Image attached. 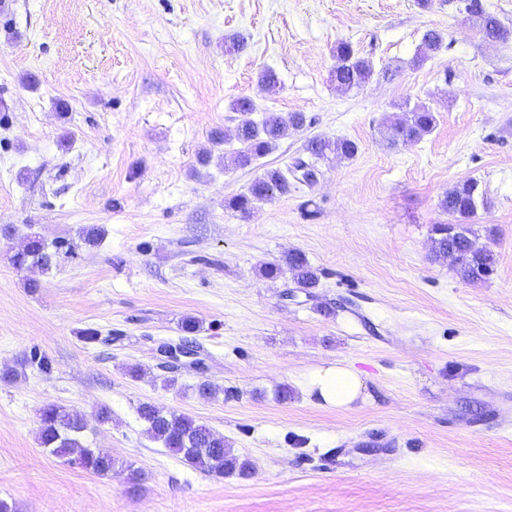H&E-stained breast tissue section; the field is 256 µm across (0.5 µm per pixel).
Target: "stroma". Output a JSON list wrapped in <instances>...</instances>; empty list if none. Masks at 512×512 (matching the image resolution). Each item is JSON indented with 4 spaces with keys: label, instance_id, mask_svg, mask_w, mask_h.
Listing matches in <instances>:
<instances>
[{
    "label": "stroma",
    "instance_id": "1",
    "mask_svg": "<svg viewBox=\"0 0 512 512\" xmlns=\"http://www.w3.org/2000/svg\"><path fill=\"white\" fill-rule=\"evenodd\" d=\"M430 29L443 46L413 64ZM342 40L376 68L351 91L330 80ZM267 68L276 90L258 82ZM243 97L253 119L307 123L235 169L224 150ZM403 102L437 123L393 147ZM315 136L358 153L249 217L225 208ZM469 178L492 206L468 224L496 255L474 283L430 258L433 226L451 220L440 201ZM32 232L59 246L49 271L9 261ZM291 250L318 273L313 296L291 273L261 275ZM187 315L204 322L206 373L181 369L168 389L155 348ZM86 328L101 342H82ZM35 348L49 370L26 363ZM336 361L365 385L346 409L297 384ZM202 377L216 398L193 392ZM143 401L223 435L251 476L184 465L145 433ZM48 403L108 407L87 441L119 470L41 448ZM129 464L148 476L140 491ZM0 499L17 512H512V42L482 40L462 0H0Z\"/></svg>",
    "mask_w": 512,
    "mask_h": 512
}]
</instances>
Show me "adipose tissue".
Wrapping results in <instances>:
<instances>
[{
	"mask_svg": "<svg viewBox=\"0 0 512 512\" xmlns=\"http://www.w3.org/2000/svg\"><path fill=\"white\" fill-rule=\"evenodd\" d=\"M363 381L352 367L336 362L317 367L304 375L301 391L321 406L346 408L363 391Z\"/></svg>",
	"mask_w": 512,
	"mask_h": 512,
	"instance_id": "1",
	"label": "adipose tissue"
}]
</instances>
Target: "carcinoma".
Here are the masks:
<instances>
[{
	"label": "carcinoma",
	"mask_w": 512,
	"mask_h": 512,
	"mask_svg": "<svg viewBox=\"0 0 512 512\" xmlns=\"http://www.w3.org/2000/svg\"><path fill=\"white\" fill-rule=\"evenodd\" d=\"M464 10L472 18L483 39L493 38L506 42L512 39V30L501 24L498 18L486 10L482 0H466ZM443 36L434 29L426 31L417 49L416 61L423 62L431 58L442 46ZM375 72L371 60L359 56L352 45L341 41L336 45V68L332 71V80L338 88L348 91L359 88L369 82ZM232 109L242 114L237 128L238 147L224 156L227 165L246 168L260 158L270 154L278 141L290 128L298 129L307 122L302 112L284 115L280 112H266L258 122L250 119L252 102L247 98L236 99ZM436 125L434 111L424 103L403 110V114L390 122V140L394 145H408L420 140L432 132ZM305 150L313 162H296L289 173H300L302 180L309 181L315 175V162L333 154L339 158L352 159L358 153V145L349 139L313 138L308 141ZM288 191V178L281 170L269 169L251 183L247 192L236 195L225 202L230 210L245 217L258 205L271 202ZM442 209L460 219L458 224H437L431 237L432 256L436 260H445L452 255L456 260L457 275L465 282H476L489 273L496 257L487 246L477 242L472 231L462 224L477 213L478 207L489 208L491 202L480 190L478 181L467 179L452 188L440 201ZM10 260L18 268L50 269L52 254L37 236H31L22 249L14 253ZM293 275L299 288L312 296L311 289L319 284L317 270L300 251L288 253L284 264L267 263L262 275L275 279L282 268ZM179 330L181 342L192 344L195 336L203 330V321L194 316L181 319ZM140 421L146 433L162 444L168 452L188 467L206 475L222 478L224 475H236L246 478L251 475L252 465L235 455L224 436L218 435L207 426L185 414H176L150 402L137 407ZM89 428V420L84 416L66 410L57 404L45 405L40 413L38 440L41 447L53 455L67 459L79 468L105 476L112 472V455L100 448H92L83 443L82 438Z\"/></svg>",
	"instance_id": "1"
}]
</instances>
